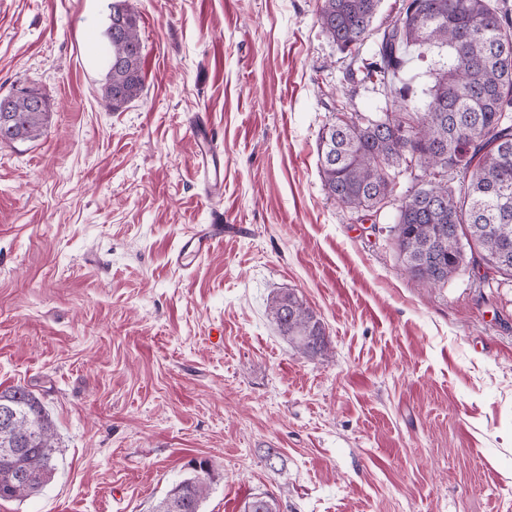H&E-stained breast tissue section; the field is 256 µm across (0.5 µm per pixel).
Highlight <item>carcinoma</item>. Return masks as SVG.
<instances>
[{"label":"carcinoma","mask_w":512,"mask_h":512,"mask_svg":"<svg viewBox=\"0 0 512 512\" xmlns=\"http://www.w3.org/2000/svg\"><path fill=\"white\" fill-rule=\"evenodd\" d=\"M381 0H320L317 21L342 51L357 52L373 31ZM504 0H402L398 17L380 33L362 79L401 84L394 110L372 118L338 109L319 138L321 177L330 198L378 215L397 180L413 166L426 179L398 207L394 226L408 274L433 286L448 283L472 263L512 280V18ZM105 36L101 96L117 112L143 90L137 17L114 4ZM427 79L425 109L413 87ZM49 105L29 111L25 99L0 113V143L31 141L46 124ZM458 186L448 185V174ZM272 322L309 357L328 351L322 321L293 292L269 305ZM22 416L0 423V449L23 448L21 466L0 454V500L39 493L57 471L54 423L36 393L21 385L0 391V407ZM214 481L209 459L194 460L151 512H203ZM241 512H278L277 499L259 493Z\"/></svg>","instance_id":"1"}]
</instances>
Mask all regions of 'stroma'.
I'll use <instances>...</instances> for the list:
<instances>
[{
  "label": "stroma",
  "instance_id": "1",
  "mask_svg": "<svg viewBox=\"0 0 512 512\" xmlns=\"http://www.w3.org/2000/svg\"><path fill=\"white\" fill-rule=\"evenodd\" d=\"M113 0H0V97L45 93L32 141L0 144V390H34L58 433L54 479L0 512H149L194 458L204 512L269 492L280 512H512V282L403 269L398 206L327 194L319 136L370 57L323 34L320 0H124L141 95L101 97ZM208 114L224 195L194 176ZM234 231L190 269L182 237ZM292 291L321 319L309 358L268 315ZM279 457L268 464V449Z\"/></svg>",
  "mask_w": 512,
  "mask_h": 512
}]
</instances>
